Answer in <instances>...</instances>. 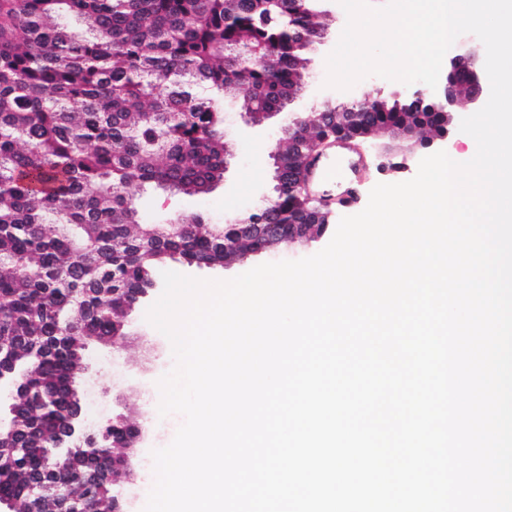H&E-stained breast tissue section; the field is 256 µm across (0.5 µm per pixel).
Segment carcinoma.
<instances>
[{
	"label": "carcinoma",
	"mask_w": 512,
	"mask_h": 512,
	"mask_svg": "<svg viewBox=\"0 0 512 512\" xmlns=\"http://www.w3.org/2000/svg\"><path fill=\"white\" fill-rule=\"evenodd\" d=\"M310 0H0V338L19 383L13 443L25 452L0 468V500L28 512L40 484L119 512L89 480L97 460L46 462L77 412L71 387L85 344L106 343L129 291L151 286L155 266L222 267L275 244L238 236L198 215L141 221L129 188L184 195L224 179L223 118L206 88L245 112H276L301 90L304 53L291 35L320 32ZM442 133L426 99L381 102L348 130ZM322 136L311 125L274 146L284 171ZM251 224H296L325 235L329 218L291 191ZM131 423L109 431L112 448Z\"/></svg>",
	"instance_id": "cac0c4a2"
}]
</instances>
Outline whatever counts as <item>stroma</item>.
<instances>
[{
	"label": "stroma",
	"instance_id": "1",
	"mask_svg": "<svg viewBox=\"0 0 512 512\" xmlns=\"http://www.w3.org/2000/svg\"><path fill=\"white\" fill-rule=\"evenodd\" d=\"M317 9L325 25V37L308 51L309 63L301 92L260 126L245 128L236 107L224 105L226 141L230 155L224 173L225 186L206 194L187 196L170 194L146 186L131 188L130 193L144 223L164 224L183 215H200L211 224H231L251 209L261 207L264 196L273 194V161L267 158L272 144L282 138L289 118L295 112H313L324 99L343 103L337 89L325 87V60L335 48L346 25L347 15L337 0H319ZM472 106L457 107L448 127V136L435 140L431 148L418 142L387 134L372 139L360 152V169L356 177L325 184L323 193L339 197L356 191L358 200L352 206L339 209V216L354 215L367 205L369 193L379 183H398L413 178L419 162L432 151H466L469 135L461 132L462 118L470 116ZM279 254L264 253L249 256L221 268L188 267L170 261L164 268L186 276L227 280L253 267L279 261ZM145 308H137L129 318L121 348L111 350L98 343L89 344L84 356V368L76 374L79 391L85 392V414L94 425L102 416L123 415L136 423L149 422L151 431L141 442L137 454L150 459L153 450L167 446L173 439L182 418L177 414L159 413V380L174 366L168 338L145 319Z\"/></svg>",
	"mask_w": 512,
	"mask_h": 512
}]
</instances>
